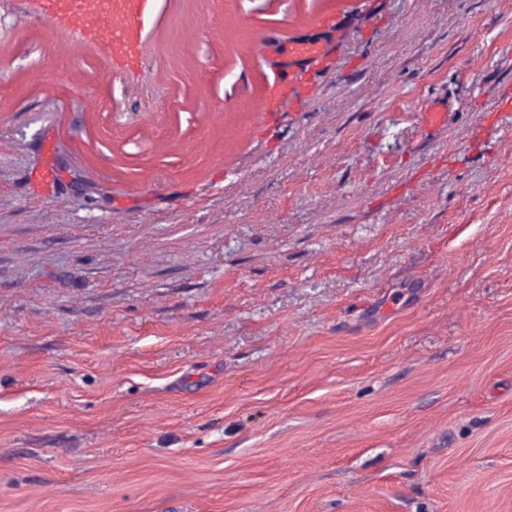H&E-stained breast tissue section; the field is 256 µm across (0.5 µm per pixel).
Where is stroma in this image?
Listing matches in <instances>:
<instances>
[{"instance_id": "obj_1", "label": "stroma", "mask_w": 512, "mask_h": 512, "mask_svg": "<svg viewBox=\"0 0 512 512\" xmlns=\"http://www.w3.org/2000/svg\"><path fill=\"white\" fill-rule=\"evenodd\" d=\"M108 67L0 0V512H512V0Z\"/></svg>"}]
</instances>
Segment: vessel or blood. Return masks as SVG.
<instances>
[{
    "instance_id": "1",
    "label": "vessel or blood",
    "mask_w": 512,
    "mask_h": 512,
    "mask_svg": "<svg viewBox=\"0 0 512 512\" xmlns=\"http://www.w3.org/2000/svg\"><path fill=\"white\" fill-rule=\"evenodd\" d=\"M54 27L101 42L113 68L133 63L142 36L154 22L157 0H29Z\"/></svg>"
}]
</instances>
